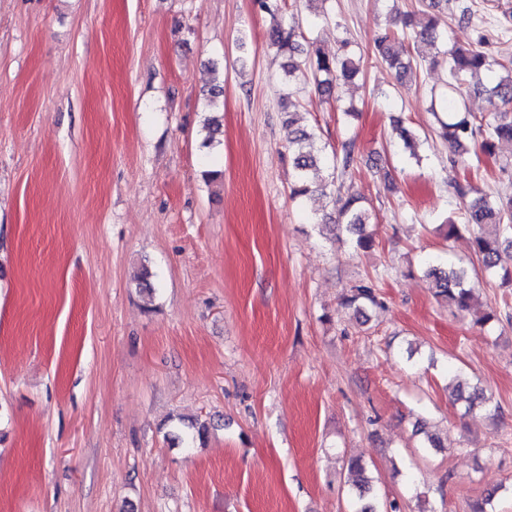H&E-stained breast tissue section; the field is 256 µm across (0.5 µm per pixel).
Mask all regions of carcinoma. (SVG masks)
<instances>
[{"instance_id": "cac0c4a2", "label": "carcinoma", "mask_w": 512, "mask_h": 512, "mask_svg": "<svg viewBox=\"0 0 512 512\" xmlns=\"http://www.w3.org/2000/svg\"><path fill=\"white\" fill-rule=\"evenodd\" d=\"M253 2L260 12L273 19L268 41L284 58V75L290 80L311 76L315 89L336 106H341V81L353 77L358 71L354 59L346 54L327 56L319 50L311 52L302 48V34L283 19L284 0ZM503 17L495 30H481L477 41L470 47H454L447 51L448 97L444 101L447 120L440 122L436 135L448 142L451 149L448 163L453 170L468 167L474 159L480 160L481 153L493 156L498 146L512 144V75L491 79L498 62L488 52L491 41H498L512 32V13L505 12ZM410 38L430 45L447 41V36L437 30V21L432 16L417 25ZM397 40V33L386 29L375 37L374 50L395 80L402 84L412 71V61L402 58L396 51ZM463 85L477 93L487 94L492 112L477 116L462 107L458 96L462 95ZM393 130L410 156L419 159L416 131L405 126L400 117L393 118ZM288 151L296 170V180L290 188L291 199L301 200L316 193L331 198L337 228L350 236L355 250H371L375 236L367 230V225L374 223L373 214L363 205V197L352 192L343 180L353 165V144L344 142L333 153L329 180L318 175L320 165L327 164V160L317 146V135L313 130L296 129ZM464 223L471 228L489 224L498 227L493 234L475 233L474 248L484 271L500 276L503 284L512 283V263L507 266L501 264L502 254L512 253V189L497 192L493 199L481 196L472 200L465 209ZM424 273L434 283L436 298L459 313H469L474 309L477 296L470 285L466 267L453 262L445 266L429 264L425 266ZM342 304L353 309L356 315L365 314L378 304L375 281L371 278L359 281L343 297ZM457 401L464 405L466 415L492 410V401L477 383H458ZM346 469L352 475L349 512H397L399 506L395 502L389 503L387 510H378V502L371 497L372 480L366 474L362 457L349 458Z\"/></svg>"}]
</instances>
